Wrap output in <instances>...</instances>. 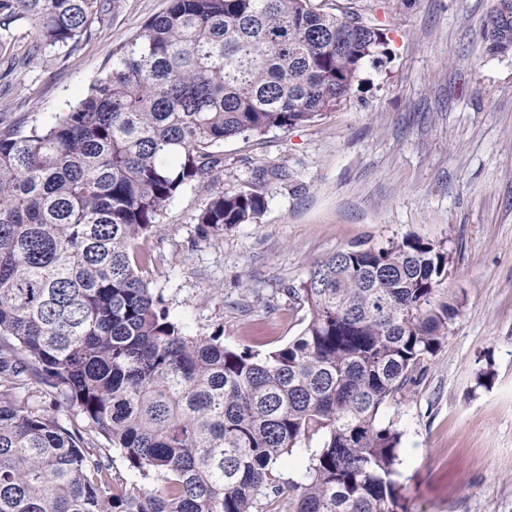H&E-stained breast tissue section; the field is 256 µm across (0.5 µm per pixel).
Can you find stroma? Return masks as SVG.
Masks as SVG:
<instances>
[{
	"label": "stroma",
	"mask_w": 512,
	"mask_h": 512,
	"mask_svg": "<svg viewBox=\"0 0 512 512\" xmlns=\"http://www.w3.org/2000/svg\"><path fill=\"white\" fill-rule=\"evenodd\" d=\"M379 28L388 54L362 68L321 119L216 146L146 246V276L193 336L262 355L304 325L294 296L311 265L416 235L452 258L436 300L459 314L414 383L384 406L402 434L408 512H512V54L482 26L496 0H315ZM167 0H122L77 48L25 55L38 38L0 30V119L29 127L66 111ZM258 187L251 224L201 237L213 193ZM488 371L492 379L480 384Z\"/></svg>",
	"instance_id": "1"
}]
</instances>
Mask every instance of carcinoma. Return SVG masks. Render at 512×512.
I'll return each instance as SVG.
<instances>
[{
    "mask_svg": "<svg viewBox=\"0 0 512 512\" xmlns=\"http://www.w3.org/2000/svg\"><path fill=\"white\" fill-rule=\"evenodd\" d=\"M497 4L487 49L512 53V0ZM104 7L0 0V26L75 48ZM385 55L379 29L313 0H169L67 111L0 126V512H261L285 489L288 512H406L401 433L380 413L459 314L435 303L447 251L406 236L317 262L301 333L261 358L186 334L144 278L145 240L215 146L315 121ZM264 208L253 188L217 192L197 224Z\"/></svg>",
    "mask_w": 512,
    "mask_h": 512,
    "instance_id": "cac0c4a2",
    "label": "carcinoma"
}]
</instances>
